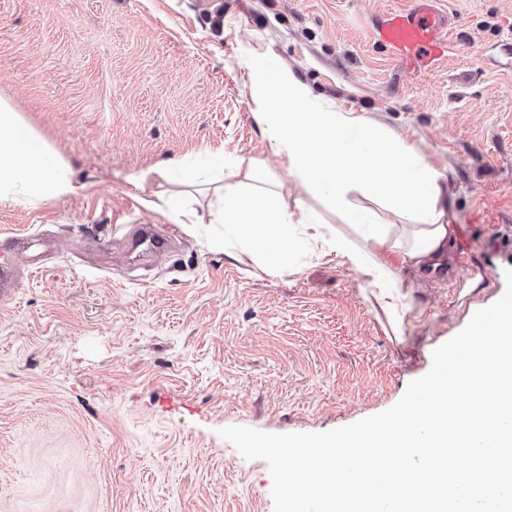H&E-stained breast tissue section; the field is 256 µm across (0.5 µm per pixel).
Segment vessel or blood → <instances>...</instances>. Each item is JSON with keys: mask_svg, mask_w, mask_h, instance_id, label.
<instances>
[{"mask_svg": "<svg viewBox=\"0 0 512 512\" xmlns=\"http://www.w3.org/2000/svg\"><path fill=\"white\" fill-rule=\"evenodd\" d=\"M376 43L392 56L432 65L448 54V41L436 15L423 5L386 13L373 32Z\"/></svg>", "mask_w": 512, "mask_h": 512, "instance_id": "obj_1", "label": "vessel or blood"}]
</instances>
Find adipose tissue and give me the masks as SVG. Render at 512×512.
I'll list each match as a JSON object with an SVG mask.
<instances>
[{
  "label": "adipose tissue",
  "instance_id": "1",
  "mask_svg": "<svg viewBox=\"0 0 512 512\" xmlns=\"http://www.w3.org/2000/svg\"><path fill=\"white\" fill-rule=\"evenodd\" d=\"M243 66L275 155L355 232L351 238L333 235L331 250L348 258L388 308L401 311L403 281L386 258L395 254L402 263L426 268L442 255L451 233L452 200L439 173L412 145L311 98L301 81L271 79L265 56L244 60ZM75 190L71 166L0 100V203L31 207ZM218 192L213 223L232 230L267 268L287 266L299 248L297 225L321 228L311 213L282 208L275 191L245 193L228 181ZM354 192L386 202L399 223H380L373 211L353 206Z\"/></svg>",
  "mask_w": 512,
  "mask_h": 512
}]
</instances>
